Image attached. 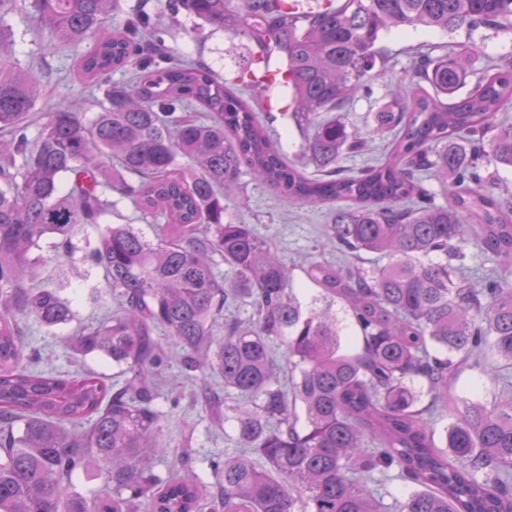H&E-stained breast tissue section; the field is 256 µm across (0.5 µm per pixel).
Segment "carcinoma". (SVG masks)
I'll return each mask as SVG.
<instances>
[{
	"instance_id": "carcinoma-1",
	"label": "carcinoma",
	"mask_w": 512,
	"mask_h": 512,
	"mask_svg": "<svg viewBox=\"0 0 512 512\" xmlns=\"http://www.w3.org/2000/svg\"><path fill=\"white\" fill-rule=\"evenodd\" d=\"M22 2L48 42L92 40L78 68L102 99L90 120L57 105L29 139L40 87L12 55L17 0H0L10 135L0 143V512H512V396L449 398L461 368L489 353L512 363V201L482 188L489 166L512 169V121L498 117L512 110V61L485 63L460 95L477 48L418 44L372 127L359 131L347 112L393 71L383 33L510 30L512 0H326L308 13L288 0H166L172 17L284 54L291 118L306 130L296 161L262 124L260 100L159 48L156 16L121 26L118 0ZM117 69L132 78L111 81ZM386 137L384 162L340 167ZM245 174L290 202L332 206L325 236L344 261L309 265L321 289L309 306L285 259L230 214L246 205ZM430 174L441 205L422 186ZM123 200L157 225L154 238L107 221ZM88 226L98 241L77 260ZM470 245L498 270L464 280ZM363 252L387 262L366 268ZM93 271L105 287L91 296L115 308L68 342L77 358L112 360L122 377L112 384L38 370L22 331L26 320L48 331L73 322L63 291ZM337 302L360 330L357 347L345 345ZM172 358L204 381L191 403L211 424L233 422L238 448L209 461L212 483L187 452L168 475L154 471L165 448L153 403ZM209 379L239 402L228 406ZM449 408L455 422L439 437L436 416ZM91 463L104 490L88 498L72 477ZM393 470L415 490L388 511L377 486Z\"/></svg>"
}]
</instances>
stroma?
Here are the masks:
<instances>
[{
	"mask_svg": "<svg viewBox=\"0 0 512 512\" xmlns=\"http://www.w3.org/2000/svg\"><path fill=\"white\" fill-rule=\"evenodd\" d=\"M7 22L13 32L14 56L22 66L35 70L40 83V97L34 108L36 118L29 124V135H38L47 111L60 101L72 102L85 117H93L99 110V101L97 97L81 92L77 78V62L88 51V43L50 52L32 29L25 9L10 14ZM163 37L172 55L187 60H204L232 85L236 84L239 72L247 70L250 65L246 40L199 28L183 16L177 17L170 29L164 31ZM382 43L396 67L391 78L369 81L367 89L351 100L348 110L354 125L361 130L371 125L374 112L390 103L391 79L408 76L412 66L409 49L413 45L429 43L456 49L473 43L479 47L482 57L496 61L512 59V30L482 27L471 32L463 29L450 35L425 28H408L385 33ZM258 92L268 104L261 113L265 125L277 140L285 159H294L300 151L302 138L295 124L279 108L280 102L289 98L287 91L282 85L270 82L259 87ZM242 186L249 206L235 209V216L250 224L287 260L292 269L294 293L302 302H310L315 288L305 276L309 263L340 258L335 246L321 243L324 226L329 222L328 207L307 208L289 202L266 185L247 177L243 178ZM24 340L29 349L41 351L44 355V371L60 375L75 372L76 364L62 335H50L37 323L31 322L26 326ZM185 384L181 365L171 363L165 373V385L155 402L159 414V437L167 449L155 471L166 474L175 465L181 449L189 447L197 457V474L207 480L211 477L209 460L233 452L236 443L231 427L213 428L189 404L172 406L171 392L181 390Z\"/></svg>",
	"mask_w": 512,
	"mask_h": 512,
	"instance_id": "1",
	"label": "stroma"
}]
</instances>
